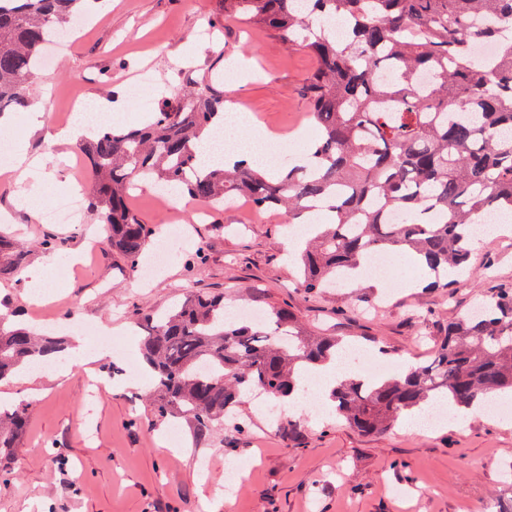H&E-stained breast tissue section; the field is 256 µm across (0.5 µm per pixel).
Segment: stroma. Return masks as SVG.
<instances>
[{
    "mask_svg": "<svg viewBox=\"0 0 512 512\" xmlns=\"http://www.w3.org/2000/svg\"><path fill=\"white\" fill-rule=\"evenodd\" d=\"M89 21L60 51L55 68L39 73L29 112L14 113L0 128L1 146L24 144L40 162L37 174L20 182L0 175V222L33 246L29 267L46 263L47 253L34 244L47 233L65 238L59 255L75 266L50 279L47 297L32 304L22 278L1 282L0 313L34 329L54 324L88 346L94 332L111 334L94 364L106 385L94 388L76 365L65 376L34 369L0 381V393L27 404L29 417L10 475L0 480V512H498L512 503L506 476L512 417L479 412L460 425H398L367 435L304 404L276 424L247 399L236 407L235 423L215 424L200 436L184 418L156 415L148 399L153 379L128 386L130 363L141 357L131 334L136 315L166 309L189 288L252 307L261 300L287 303L304 327L370 351L385 347L388 368L405 372L430 356L448 321L492 289L512 287V235L474 247L471 263L488 275L460 277L451 293L407 287L395 260L378 262L387 286L375 291L376 307L364 315L352 309L350 289L313 297L299 291L281 211L257 213L241 202L202 224L141 185L131 205L145 223L167 227L176 220L187 229L164 272L142 284L136 272L120 270L105 246L90 250L99 227L95 212L84 210L79 224H49L21 205L24 191L51 182L87 188L88 172L75 161L73 145L50 138L73 100H115L132 125L143 101L168 96L178 76L196 79L209 71L215 88L253 115L255 126L245 136L258 128L287 133L308 116L298 87L314 61L271 31L224 20L215 0H100ZM143 71L153 76L147 93L130 97L127 85ZM33 111L48 114L43 128L31 126ZM429 310L436 319L424 320ZM231 461L246 467L236 488L224 482Z\"/></svg>",
    "mask_w": 512,
    "mask_h": 512,
    "instance_id": "stroma-1",
    "label": "stroma"
}]
</instances>
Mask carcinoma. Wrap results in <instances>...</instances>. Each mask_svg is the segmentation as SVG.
Returning a JSON list of instances; mask_svg holds the SVG:
<instances>
[{
	"label": "carcinoma",
	"mask_w": 512,
	"mask_h": 512,
	"mask_svg": "<svg viewBox=\"0 0 512 512\" xmlns=\"http://www.w3.org/2000/svg\"><path fill=\"white\" fill-rule=\"evenodd\" d=\"M100 0H0V116L27 107L48 44ZM219 0L224 16L302 46L316 66L299 85L318 137L306 166L283 178L260 165H205L203 134L224 126V96L189 82L173 89L144 123L108 127L76 149L90 178L88 203L106 246L134 269L153 228L129 206L143 178L174 183L214 209L239 197L257 210L280 208L290 224L311 210L330 212L298 256L302 291L315 296L365 263L409 253L452 288L468 270L472 225L496 211L512 215V37L475 27L478 12L512 16V0ZM498 59L479 63L475 43ZM428 72L432 80L421 82ZM396 212L400 221L389 222ZM29 249L0 232V280L24 266ZM479 312L448 322L429 359L372 382L333 389V413L366 434L383 433L435 397L469 409L490 394L512 393V288H496ZM262 323L227 321L224 296L192 291L141 324L140 350L156 381L161 417L180 415L208 433L260 391L279 401L297 368L331 359L344 345L310 336L288 304L263 308ZM66 352L61 337L6 326L0 316V380ZM28 424V408H0V457Z\"/></svg>",
	"instance_id": "1"
}]
</instances>
